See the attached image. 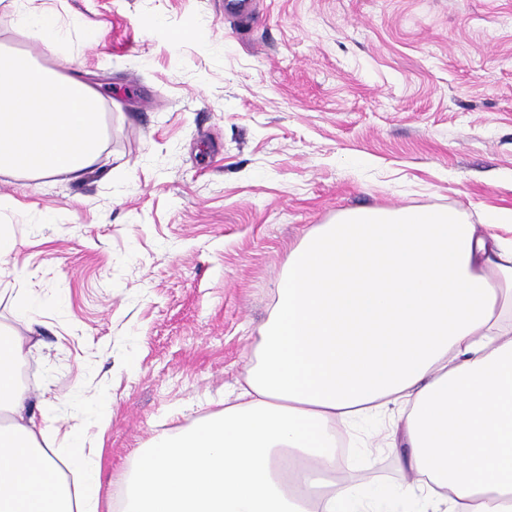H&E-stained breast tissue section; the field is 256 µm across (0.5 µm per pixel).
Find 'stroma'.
<instances>
[{"instance_id": "35a3bbf8", "label": "stroma", "mask_w": 512, "mask_h": 512, "mask_svg": "<svg viewBox=\"0 0 512 512\" xmlns=\"http://www.w3.org/2000/svg\"><path fill=\"white\" fill-rule=\"evenodd\" d=\"M52 0L67 47L0 45L104 98L81 180L0 175L16 249L0 322L35 301L20 363L60 435L101 447V512L135 453L244 385L288 252L363 208H512V0ZM111 418L95 424V410ZM349 480L389 490L407 448Z\"/></svg>"}]
</instances>
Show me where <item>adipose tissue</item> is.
<instances>
[{"mask_svg":"<svg viewBox=\"0 0 512 512\" xmlns=\"http://www.w3.org/2000/svg\"><path fill=\"white\" fill-rule=\"evenodd\" d=\"M19 29L63 44L57 11L11 0ZM94 84L0 48V174L78 180L106 137ZM0 323V512H99L101 462L81 435L69 486L16 377L30 354ZM396 416L415 512H512V208L471 223L451 208H366L288 253L246 385L191 425L152 436L115 495L120 512H379L338 482L339 431Z\"/></svg>","mask_w":512,"mask_h":512,"instance_id":"1","label":"adipose tissue"}]
</instances>
